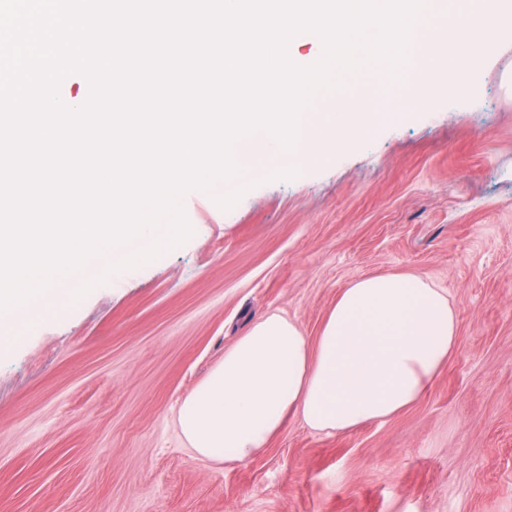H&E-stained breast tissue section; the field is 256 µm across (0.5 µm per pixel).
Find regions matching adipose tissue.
<instances>
[{"mask_svg":"<svg viewBox=\"0 0 512 512\" xmlns=\"http://www.w3.org/2000/svg\"><path fill=\"white\" fill-rule=\"evenodd\" d=\"M444 289L378 275L343 289L319 336L272 313L257 320L180 405L179 428L202 458L242 463L287 418L312 431L385 421L417 402L457 343Z\"/></svg>","mask_w":512,"mask_h":512,"instance_id":"1","label":"adipose tissue"}]
</instances>
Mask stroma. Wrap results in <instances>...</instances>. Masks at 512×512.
Instances as JSON below:
<instances>
[{
    "instance_id": "1",
    "label": "stroma",
    "mask_w": 512,
    "mask_h": 512,
    "mask_svg": "<svg viewBox=\"0 0 512 512\" xmlns=\"http://www.w3.org/2000/svg\"><path fill=\"white\" fill-rule=\"evenodd\" d=\"M413 67L342 90L398 97ZM237 184L228 209L187 191L188 239L0 342V512H512V40L465 94L443 82L318 168ZM388 273L457 314L418 402L329 435L287 422L244 465L194 453L178 408L254 321L316 337L343 288Z\"/></svg>"
}]
</instances>
